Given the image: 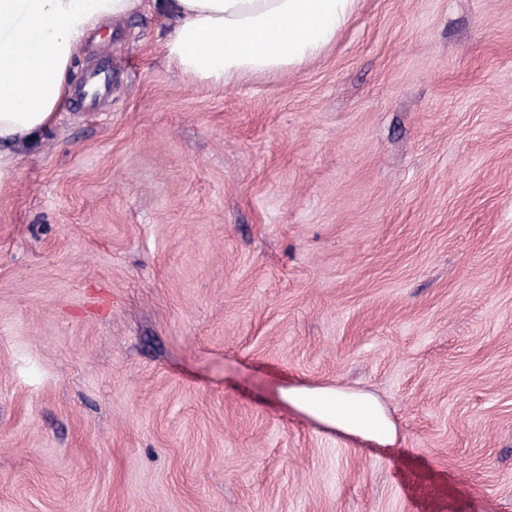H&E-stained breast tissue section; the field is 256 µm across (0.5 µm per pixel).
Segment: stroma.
I'll return each mask as SVG.
<instances>
[{
    "mask_svg": "<svg viewBox=\"0 0 512 512\" xmlns=\"http://www.w3.org/2000/svg\"><path fill=\"white\" fill-rule=\"evenodd\" d=\"M154 0L0 187V512H512V0H361L216 87ZM366 390L384 450L283 404ZM112 75L108 68L95 69L84 77L83 96L85 99L95 101L105 94L111 85Z\"/></svg>",
    "mask_w": 512,
    "mask_h": 512,
    "instance_id": "stroma-1",
    "label": "stroma"
}]
</instances>
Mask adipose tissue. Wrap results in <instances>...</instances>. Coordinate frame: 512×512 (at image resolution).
<instances>
[{
  "label": "adipose tissue",
  "mask_w": 512,
  "mask_h": 512,
  "mask_svg": "<svg viewBox=\"0 0 512 512\" xmlns=\"http://www.w3.org/2000/svg\"><path fill=\"white\" fill-rule=\"evenodd\" d=\"M359 0H161L173 24L167 57L180 72L214 86L303 66L323 54ZM140 0H0V186L16 175L12 148L51 125L67 75L103 23L132 15ZM281 399L315 426L382 448L399 428L372 393L293 383Z\"/></svg>",
  "instance_id": "adipose-tissue-1"
}]
</instances>
